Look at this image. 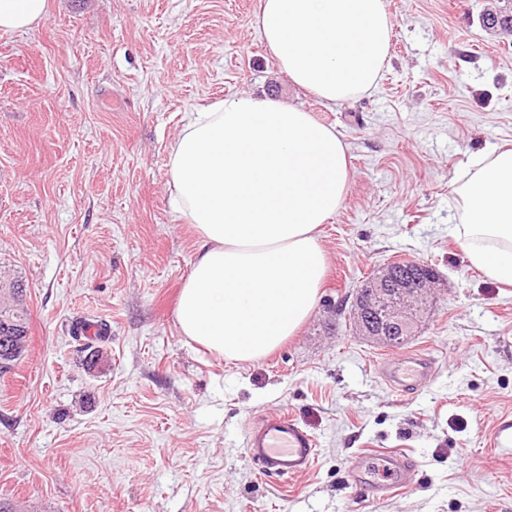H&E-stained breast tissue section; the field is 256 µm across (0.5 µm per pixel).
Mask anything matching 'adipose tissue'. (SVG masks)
<instances>
[{
    "label": "adipose tissue",
    "instance_id": "obj_1",
    "mask_svg": "<svg viewBox=\"0 0 512 512\" xmlns=\"http://www.w3.org/2000/svg\"><path fill=\"white\" fill-rule=\"evenodd\" d=\"M49 0H0V33L46 20ZM256 25L291 83L336 105L377 87L392 18L385 0H261ZM168 188L200 241L177 307L181 336L228 362L259 360L311 315L326 274L319 228L349 189L347 150L303 108L252 95L187 113ZM450 232L488 279L512 285V149L456 174Z\"/></svg>",
    "mask_w": 512,
    "mask_h": 512
}]
</instances>
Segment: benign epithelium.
Wrapping results in <instances>:
<instances>
[{"instance_id": "benign-epithelium-1", "label": "benign epithelium", "mask_w": 512, "mask_h": 512, "mask_svg": "<svg viewBox=\"0 0 512 512\" xmlns=\"http://www.w3.org/2000/svg\"><path fill=\"white\" fill-rule=\"evenodd\" d=\"M413 274L401 275L386 266L356 293L351 309L352 324L362 336L396 346L412 335L414 325L428 301V280Z\"/></svg>"}]
</instances>
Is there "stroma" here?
I'll return each mask as SVG.
<instances>
[{
    "mask_svg": "<svg viewBox=\"0 0 512 512\" xmlns=\"http://www.w3.org/2000/svg\"><path fill=\"white\" fill-rule=\"evenodd\" d=\"M0 33V286L22 283L28 347L0 375V499L26 512H512V287L448 231L456 171L512 146V36L490 0H386L378 87L328 106L263 44L261 0H49ZM251 94L335 127L350 186L322 225L316 307L270 355L229 363L180 335L198 252L173 211L169 148L185 113ZM395 260L440 274L408 347L439 361L410 396L379 374L384 346L342 320ZM103 321L104 341L71 333ZM97 363H90L92 353ZM288 409L318 441L313 468L261 478L252 422ZM399 449L413 483L376 503L350 475Z\"/></svg>",
    "mask_w": 512,
    "mask_h": 512,
    "instance_id": "obj_1",
    "label": "stroma"
}]
</instances>
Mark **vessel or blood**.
Segmentation results:
<instances>
[{
	"instance_id": "1",
	"label": "vessel or blood",
	"mask_w": 512,
	"mask_h": 512,
	"mask_svg": "<svg viewBox=\"0 0 512 512\" xmlns=\"http://www.w3.org/2000/svg\"><path fill=\"white\" fill-rule=\"evenodd\" d=\"M436 371L432 355L407 350L385 358L380 375L392 391L404 395L423 390L433 381ZM317 447L316 438L284 409L260 415L245 437L247 457L269 477L291 478L306 474L314 464ZM382 461L392 475L391 483L374 481L366 467L351 475L353 486L368 493L376 502L392 498L415 477L411 460L402 452H390Z\"/></svg>"
}]
</instances>
